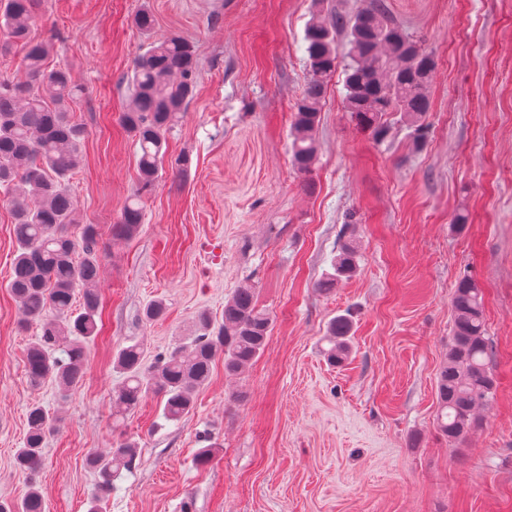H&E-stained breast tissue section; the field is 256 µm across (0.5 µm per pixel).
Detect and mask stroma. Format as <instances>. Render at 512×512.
<instances>
[{"mask_svg": "<svg viewBox=\"0 0 512 512\" xmlns=\"http://www.w3.org/2000/svg\"><path fill=\"white\" fill-rule=\"evenodd\" d=\"M391 19L436 68L423 147L393 118L374 143L344 108L343 70L329 80L313 189L291 164V122L307 82L305 29L314 0H41L36 39L78 87L72 116L85 130L70 181L81 223L96 225L100 331L67 398L30 387L9 288L16 244L0 203V495L19 499L14 466L40 403L60 422L45 442L38 483L46 512H86L96 477L90 453L136 441L102 512H512V0H384ZM156 24L143 35L135 15ZM180 35L196 50L197 87L167 133L168 157L143 196L129 240L112 237L137 186L135 149L119 117L132 63ZM465 224H455L457 215ZM359 264L332 292L316 284L341 246ZM468 275L481 286L498 388L465 440L435 428L437 370L451 336L450 299ZM272 317L264 353L238 377L216 361L177 422L160 396L114 416L117 349L146 362L220 320L242 283ZM163 301L150 322L147 304ZM352 315L350 353L324 355L329 321ZM212 461L197 466L200 449Z\"/></svg>", "mask_w": 512, "mask_h": 512, "instance_id": "35a3bbf8", "label": "stroma"}]
</instances>
